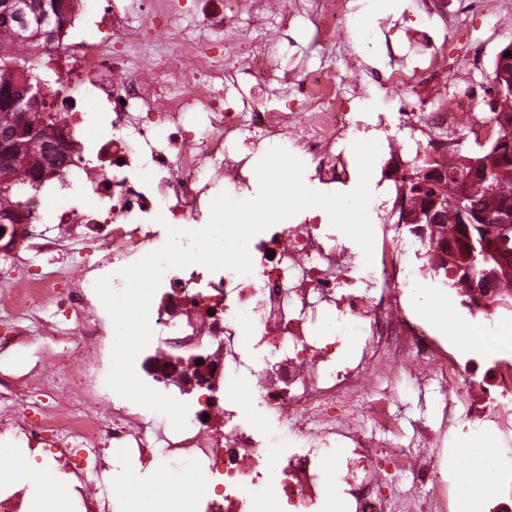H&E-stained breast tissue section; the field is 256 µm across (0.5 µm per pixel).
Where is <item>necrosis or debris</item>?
I'll return each instance as SVG.
<instances>
[{
	"label": "necrosis or debris",
	"instance_id": "1",
	"mask_svg": "<svg viewBox=\"0 0 512 512\" xmlns=\"http://www.w3.org/2000/svg\"><path fill=\"white\" fill-rule=\"evenodd\" d=\"M70 2L54 42L22 49L0 38V58L42 82L57 107L47 133L71 136L55 184L0 223V265L15 270L0 280V307L11 313L0 347L34 331L49 345L28 372H0V441L22 447L8 465L25 457L65 475L75 512H111L124 468L109 460L124 455L195 467L211 488L198 512H257L271 491L280 512H322L329 498L346 512H450L460 436L492 431L512 445V352L462 359L415 312L400 283L426 276L429 259L401 251L404 225H374L366 276L349 274L360 258L354 241L327 212L307 209L251 238V274L167 270L150 304L152 339L134 367L151 388L192 402L181 431L105 389L113 332L95 283L107 276L122 289L120 270L161 248L167 225L206 223L209 198L251 189L253 158L274 147L304 163L308 187L333 193L359 179L351 136L377 141L389 166L369 207L395 208L406 143L429 163L457 164L459 134L497 135L498 111L479 110L478 92L454 90L489 71L490 58L472 54L454 69L448 45L465 13L512 12V0H416L427 22L407 29L406 43L384 41L391 70L341 77L332 61L353 46L347 0H196L190 16L182 0H101L91 38L75 35L85 5ZM300 16L322 35L326 63L269 76ZM243 71L265 79L247 98L233 94ZM372 81L396 115L371 106L362 89ZM81 96L97 103V135L87 133ZM270 96L279 106H268ZM70 189L73 204L46 224L53 195ZM31 256L43 259L40 271L30 270ZM333 318L361 338L343 362L336 339L315 334ZM249 347L270 351L252 369L256 397L289 434L288 452L274 453L268 433L224 397ZM403 380L431 390L436 413L414 421L406 439L390 412ZM396 472L409 489L394 485Z\"/></svg>",
	"mask_w": 512,
	"mask_h": 512
}]
</instances>
